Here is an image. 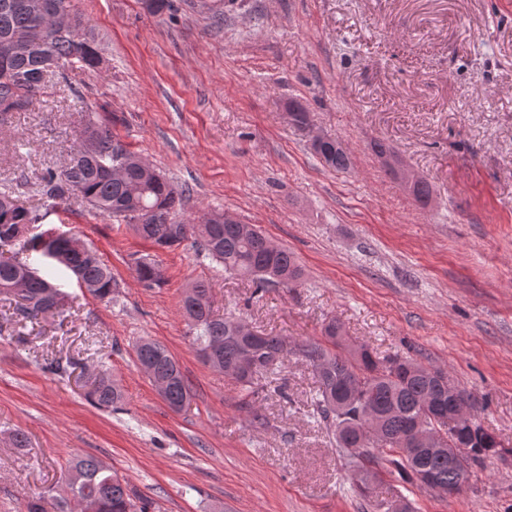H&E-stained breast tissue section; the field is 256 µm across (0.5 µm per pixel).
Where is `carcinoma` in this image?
Instances as JSON below:
<instances>
[{"instance_id": "carcinoma-1", "label": "carcinoma", "mask_w": 512, "mask_h": 512, "mask_svg": "<svg viewBox=\"0 0 512 512\" xmlns=\"http://www.w3.org/2000/svg\"><path fill=\"white\" fill-rule=\"evenodd\" d=\"M57 2L65 4L67 0H0V46L21 43L30 47L28 52L14 56L8 66H0L1 123L15 112L28 111L44 93L45 86L38 83L43 58L51 56L69 67L95 69L99 48L83 33L82 18L74 17L71 29L45 31V13ZM313 152L337 171L351 164L337 138ZM138 159L139 154L127 149L109 126L89 118L72 150L71 164L59 173L47 171L34 184L35 191L51 209L78 193L92 213L131 226L158 250L178 247L191 239L197 251L222 264L225 273L250 280L258 292L300 284L303 272L292 252L275 245L254 224L225 222L222 212L213 211L196 220L183 218L188 189L164 177L146 180ZM402 185L416 201L428 204L431 190L426 179L404 181ZM43 219L44 215L18 203L11 189L0 190V234L39 224ZM13 247L34 253L45 248L54 251V263L84 283L89 295L100 301L112 300V271L90 246L77 248L62 234L40 233L17 239ZM136 273L148 285L162 281L159 264L149 255L137 261ZM19 279L25 282L20 294L12 288ZM192 288L196 299L192 303L181 301V312L193 344L202 357L212 351L224 364V375L252 403L259 402L260 379L289 356L298 354L313 368L317 413L333 428L336 448L355 461L354 487L360 495L372 493L382 463L413 483L420 480V474H427L435 487L455 493L468 481L473 467L490 454L502 453V444L473 413L463 424L467 447L460 450L459 458L450 460L454 445L460 442L457 433H448V419L457 407L453 394L457 386L444 371L406 356L375 357L367 347L349 342L334 321L324 327L327 346L320 342L296 344L273 334L249 336L239 330L242 319L213 314L205 283L195 282ZM58 294L60 289L51 273L0 255V295L14 303V322L24 326L45 315L63 313L65 306H56ZM135 354L152 381H166L160 392L162 399L175 410L182 408L190 399L191 389L174 356L151 339L141 341ZM87 396L102 407L114 406L122 399L106 373L89 384ZM411 432L432 435L436 440L413 455H404L399 443ZM64 481V495L41 492L28 501L27 512H73L74 499L92 502L96 512H147L144 499L136 496L117 472L103 469L93 456L67 461Z\"/></svg>"}]
</instances>
